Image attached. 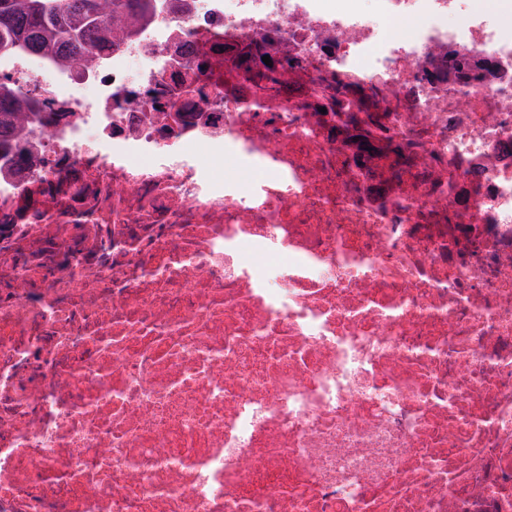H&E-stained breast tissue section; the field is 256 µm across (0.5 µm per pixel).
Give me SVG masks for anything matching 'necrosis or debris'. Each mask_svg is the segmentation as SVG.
Instances as JSON below:
<instances>
[{"label": "necrosis or debris", "instance_id": "1", "mask_svg": "<svg viewBox=\"0 0 512 512\" xmlns=\"http://www.w3.org/2000/svg\"><path fill=\"white\" fill-rule=\"evenodd\" d=\"M0 81V512H512V0H148ZM38 112L24 107L16 92L0 84V147L11 148L9 138L15 130L23 129Z\"/></svg>", "mask_w": 512, "mask_h": 512}]
</instances>
